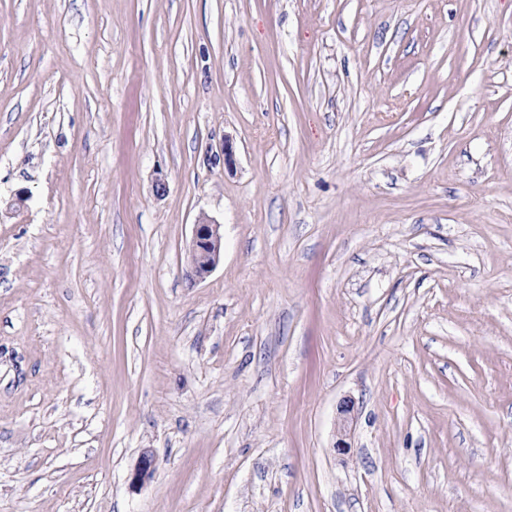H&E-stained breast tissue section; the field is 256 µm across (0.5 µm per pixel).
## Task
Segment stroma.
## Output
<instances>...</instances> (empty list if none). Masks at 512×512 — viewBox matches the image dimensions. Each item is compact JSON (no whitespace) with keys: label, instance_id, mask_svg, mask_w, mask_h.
<instances>
[{"label":"stroma","instance_id":"1","mask_svg":"<svg viewBox=\"0 0 512 512\" xmlns=\"http://www.w3.org/2000/svg\"><path fill=\"white\" fill-rule=\"evenodd\" d=\"M0 512H512V0H0ZM221 228L222 224L205 216L193 225L187 269L190 280L204 281L217 267L223 249ZM353 404L351 401L344 400L339 407V416L337 420V435L339 436L335 448L341 453H345L349 448L347 441L353 426Z\"/></svg>","mask_w":512,"mask_h":512}]
</instances>
